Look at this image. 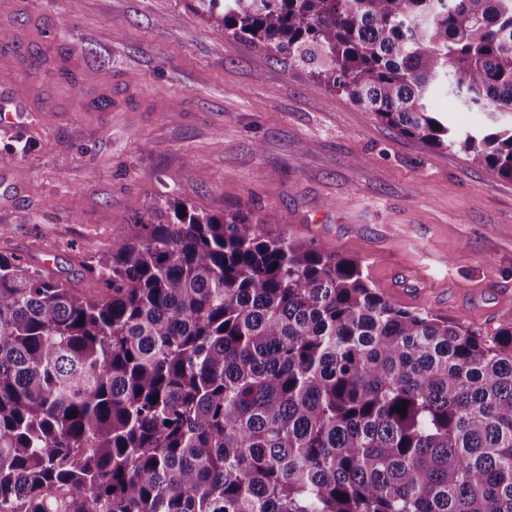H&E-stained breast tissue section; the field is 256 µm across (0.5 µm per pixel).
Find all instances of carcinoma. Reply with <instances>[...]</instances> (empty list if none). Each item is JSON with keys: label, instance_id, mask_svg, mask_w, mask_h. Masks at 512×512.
<instances>
[{"label": "carcinoma", "instance_id": "carcinoma-1", "mask_svg": "<svg viewBox=\"0 0 512 512\" xmlns=\"http://www.w3.org/2000/svg\"><path fill=\"white\" fill-rule=\"evenodd\" d=\"M197 2L512 179V0ZM132 211L99 295L0 254V512H512V319L398 306L273 217Z\"/></svg>", "mask_w": 512, "mask_h": 512}]
</instances>
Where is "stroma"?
<instances>
[{
	"label": "stroma",
	"instance_id": "1",
	"mask_svg": "<svg viewBox=\"0 0 512 512\" xmlns=\"http://www.w3.org/2000/svg\"><path fill=\"white\" fill-rule=\"evenodd\" d=\"M0 254L84 291L133 206L177 197L361 262L393 303L493 331L512 317V180L369 117L309 68L217 34L196 0H0Z\"/></svg>",
	"mask_w": 512,
	"mask_h": 512
}]
</instances>
